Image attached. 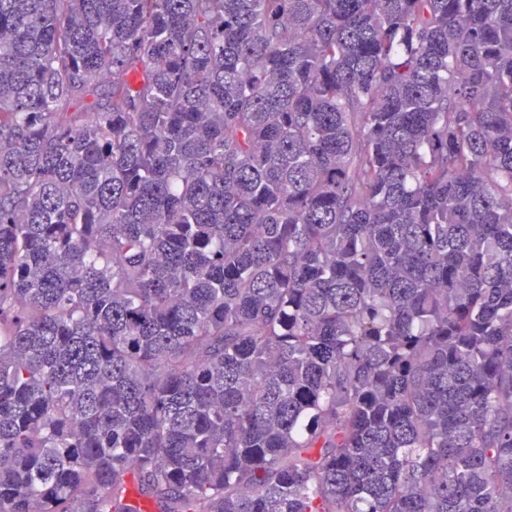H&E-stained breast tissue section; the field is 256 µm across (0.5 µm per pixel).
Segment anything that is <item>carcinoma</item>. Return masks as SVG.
I'll use <instances>...</instances> for the list:
<instances>
[{"mask_svg": "<svg viewBox=\"0 0 512 512\" xmlns=\"http://www.w3.org/2000/svg\"><path fill=\"white\" fill-rule=\"evenodd\" d=\"M512 512V0H0V512Z\"/></svg>", "mask_w": 512, "mask_h": 512, "instance_id": "carcinoma-1", "label": "carcinoma"}]
</instances>
